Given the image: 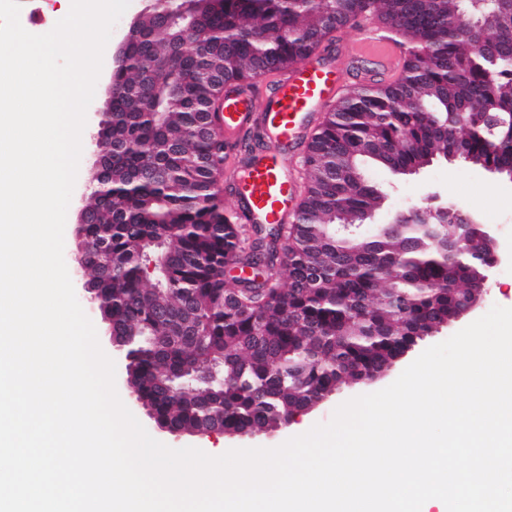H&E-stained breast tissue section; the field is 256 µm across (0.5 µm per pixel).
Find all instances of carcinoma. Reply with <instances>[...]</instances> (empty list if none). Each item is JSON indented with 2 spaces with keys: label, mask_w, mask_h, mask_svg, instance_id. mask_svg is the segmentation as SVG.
Listing matches in <instances>:
<instances>
[{
  "label": "carcinoma",
  "mask_w": 512,
  "mask_h": 512,
  "mask_svg": "<svg viewBox=\"0 0 512 512\" xmlns=\"http://www.w3.org/2000/svg\"><path fill=\"white\" fill-rule=\"evenodd\" d=\"M361 19L393 29L402 72L331 106L306 145L293 226L245 254L218 192L209 110L225 85L300 65ZM120 54L76 233L85 280L131 355L132 393L159 428L220 414L229 434L285 427L390 370L489 275L478 230L452 255L451 206L386 234L337 226L381 208L369 168L406 174L457 152L512 175V0H180L143 15ZM260 264L259 281L224 274Z\"/></svg>",
  "instance_id": "obj_1"
}]
</instances>
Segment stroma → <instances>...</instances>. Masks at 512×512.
I'll list each match as a JSON object with an SVG mask.
<instances>
[{"label": "stroma", "mask_w": 512, "mask_h": 512, "mask_svg": "<svg viewBox=\"0 0 512 512\" xmlns=\"http://www.w3.org/2000/svg\"><path fill=\"white\" fill-rule=\"evenodd\" d=\"M361 36L362 33L358 30L337 33L335 41L323 54L325 60L342 67L343 82L340 90L344 93L372 85L376 80L390 75L389 70L377 65L372 58L353 57L352 50ZM271 141V134L261 133L255 127L240 134L234 144L227 146L222 185L226 211L232 213L236 210L232 189L250 156L268 147ZM92 164L91 154L82 153L64 231V259L69 263L73 262L76 253L75 227L81 196L88 184ZM370 177L385 194L383 206L373 217L374 223L384 224L399 213L423 207L427 198L436 194L442 203L455 205L475 215L480 223L488 225L495 232L500 261L491 272L487 283L488 291L481 303L471 314L455 320L441 332L421 341L420 349L424 350L447 340L475 319L485 315L493 306L512 308V180H500L461 161L443 159L436 160L413 174H399L388 169L375 168L371 170ZM415 358V353H408L382 378L368 384L342 387L332 398L292 421L288 427L268 434L250 436H173L160 430L143 408L132 404L124 382H117L116 389L123 403L130 405L134 416L156 440L175 449L195 447L209 455L219 456L231 449L274 448L291 437L305 433L315 424L329 422L340 404L389 386Z\"/></svg>", "instance_id": "stroma-1"}]
</instances>
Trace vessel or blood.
<instances>
[{"mask_svg": "<svg viewBox=\"0 0 512 512\" xmlns=\"http://www.w3.org/2000/svg\"><path fill=\"white\" fill-rule=\"evenodd\" d=\"M359 52L387 61L395 54L396 46L391 38L373 29L360 39ZM340 80L339 69L315 59L282 81L265 105L264 121L273 135V144L244 167L236 184L237 202L253 220L276 224L292 209L294 187L287 175L284 149L293 143L307 115L331 98ZM254 104L248 87L226 94L225 141L235 140L252 121Z\"/></svg>", "mask_w": 512, "mask_h": 512, "instance_id": "1", "label": "vessel or blood"}]
</instances>
